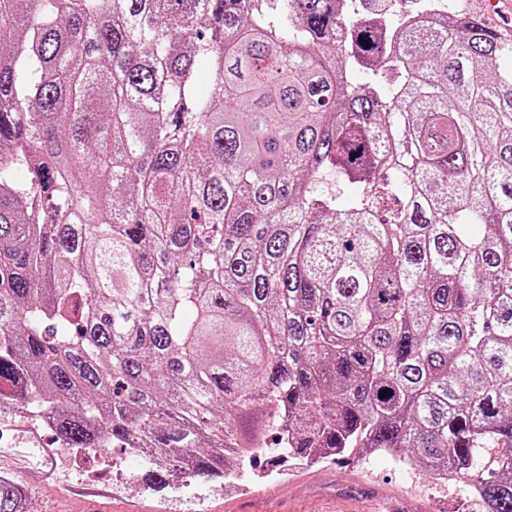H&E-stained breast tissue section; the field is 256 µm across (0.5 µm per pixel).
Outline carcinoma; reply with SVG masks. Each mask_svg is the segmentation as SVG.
<instances>
[{
	"mask_svg": "<svg viewBox=\"0 0 512 512\" xmlns=\"http://www.w3.org/2000/svg\"><path fill=\"white\" fill-rule=\"evenodd\" d=\"M412 2L0 0V406L512 512V40Z\"/></svg>",
	"mask_w": 512,
	"mask_h": 512,
	"instance_id": "carcinoma-1",
	"label": "carcinoma"
}]
</instances>
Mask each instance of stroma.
I'll list each match as a JSON object with an SVG mask.
<instances>
[{
    "label": "stroma",
    "instance_id": "obj_1",
    "mask_svg": "<svg viewBox=\"0 0 512 512\" xmlns=\"http://www.w3.org/2000/svg\"><path fill=\"white\" fill-rule=\"evenodd\" d=\"M38 421L14 410L0 412V471L29 489L34 512H472L473 501L458 486L440 484L425 472L403 481L384 458L351 455L314 465L293 461L278 468L254 462L244 481L223 485L202 477L176 478L150 487L149 463L127 458L122 472L86 480L87 461L60 447L57 461L42 457L29 440Z\"/></svg>",
    "mask_w": 512,
    "mask_h": 512
}]
</instances>
